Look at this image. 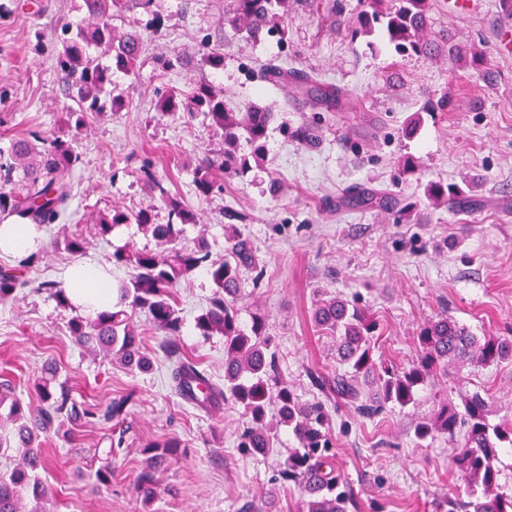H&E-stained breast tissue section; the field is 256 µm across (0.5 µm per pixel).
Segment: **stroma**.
I'll return each instance as SVG.
<instances>
[{
	"instance_id": "obj_1",
	"label": "stroma",
	"mask_w": 512,
	"mask_h": 512,
	"mask_svg": "<svg viewBox=\"0 0 512 512\" xmlns=\"http://www.w3.org/2000/svg\"><path fill=\"white\" fill-rule=\"evenodd\" d=\"M156 2L172 19L147 41L139 78L115 82L128 108L89 118L78 132L83 163L74 174L70 208L44 228V245L29 271L32 287L0 303V382L32 399L38 377L52 363L78 406L129 401L118 420L80 421L41 435L50 512H239L271 489L278 508L288 512L300 492L282 486L279 455L264 458L238 448L244 419L233 403L207 413L175 394L171 363L161 349L164 336L143 315L135 320L152 360L147 371L127 370L74 344L67 329L71 311L41 288L45 282L64 284L75 263L55 243L79 232L87 240L85 258L110 266L113 280L129 279V269L111 266L112 252L149 247L152 239L138 225L125 224L102 240L92 218L97 210L120 205L153 209L158 223H166L167 211L144 177L147 163L172 195L200 214L184 245L203 236L213 258H225L224 226L231 221L228 213H235L232 221L258 258L256 269L242 273L240 319L249 322L255 311L266 315L282 375L304 401L322 397L309 370L336 367V339L313 321L323 292L368 311L378 323V355L396 362L415 359L418 329L444 311L475 335L512 336V44L504 40L498 0H485L468 15L451 12L448 0H432L428 29L432 36L476 47L494 74L490 83L471 63L442 55L403 59L380 36H353L359 0H290L281 43L226 33L230 0ZM79 3L0 0V147L32 130L70 131L73 103L42 47L56 42L62 24L81 20ZM206 41L224 48L221 83L230 100L276 114L265 170L227 180L223 197L210 201L196 196L189 170L217 146L218 136L203 119L161 120L154 109L164 85L187 90L206 76L194 63L162 74L155 58L178 52L194 60ZM272 60L349 90L359 111L319 114L288 100L263 78L262 67ZM443 95L450 100L447 111L422 112L427 98ZM417 114L419 134L403 138V126ZM312 119L318 126L314 144L289 137V130ZM407 153L419 158L421 174L402 181L398 161ZM439 179L472 182L479 207L463 213L429 201L424 185ZM356 186L399 194L404 216L338 207ZM212 293L205 274L181 281L176 342L183 356L220 384L224 339L198 335L194 328ZM478 388L489 394L491 422L512 419V361L479 371L449 370L420 390L416 404L371 418L332 403L336 461L358 512H439L444 493H464L447 438L420 441L416 428L440 402L460 403ZM170 440L178 450L157 473L160 495L144 504L132 493L144 450ZM103 465L112 470L106 484L95 477Z\"/></svg>"
}]
</instances>
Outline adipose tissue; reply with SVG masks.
<instances>
[{
    "instance_id": "adipose-tissue-1",
    "label": "adipose tissue",
    "mask_w": 512,
    "mask_h": 512,
    "mask_svg": "<svg viewBox=\"0 0 512 512\" xmlns=\"http://www.w3.org/2000/svg\"><path fill=\"white\" fill-rule=\"evenodd\" d=\"M44 240L36 224H18L7 218L0 221V255L23 257L38 251ZM66 289L73 306L86 314L112 306V275L94 261L70 267L65 273Z\"/></svg>"
}]
</instances>
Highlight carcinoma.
<instances>
[{
	"label": "carcinoma",
	"mask_w": 512,
	"mask_h": 512,
	"mask_svg": "<svg viewBox=\"0 0 512 512\" xmlns=\"http://www.w3.org/2000/svg\"><path fill=\"white\" fill-rule=\"evenodd\" d=\"M365 10L356 38L381 30L388 43L402 57L446 54L462 61L466 53L448 37L428 36L430 0H363ZM142 10L146 21L118 33L113 19ZM83 17L76 25L62 26L61 48L54 51L55 71L76 108L70 112L74 128L85 124L87 115L115 114L127 107L126 100L112 95L113 76L122 73L139 77L143 51L149 34L165 28L170 17L156 9L155 0H82ZM288 0H231L224 24L235 35L258 41L273 34L285 39ZM163 72L186 68L187 58L173 53L159 60ZM200 65L210 71L224 69V49L207 46ZM264 78L288 93L303 94L314 108L326 112L354 109L357 101L347 90L323 81L316 74L286 71L275 63L266 65ZM158 114L173 121L201 117L220 133L221 146L207 152L193 170L195 194L207 199L224 193V180L242 177L262 166L266 142L275 113L256 105L242 110L224 95V86L204 79L186 92L171 86L157 101ZM301 144L317 140V127L303 123L295 130ZM81 164L75 140L65 134L45 135L31 131L0 150V217H16L33 224H53L71 198L72 176ZM159 197L168 211V221L159 224L154 210L112 206L95 214L97 234L104 238L122 224H137L156 242L154 249L125 247L112 253V262L132 269L128 282L119 288L120 297L112 309L93 318L76 316L68 324L76 344L130 370L146 371L150 358L142 350L141 332L134 316L143 312L149 321L169 336L181 329L174 288L184 278L204 272L215 292L208 306L195 319L201 336L224 337V385L215 383L199 365L180 355L171 342L163 350L172 360L170 379L175 393L203 411L230 401L242 410L246 424L237 447L263 457L275 454L277 430L291 429L298 447L288 450L279 479L299 487L301 497L295 512H354L353 490L336 467L334 439L328 405L320 400L303 402L281 375L279 360L266 333V319L252 316L249 328L239 323L238 299L245 269L258 265L253 244L234 225L227 227L229 257L212 259L205 237L192 247L178 241L185 226L198 224L196 210L172 196L154 179ZM427 196L449 206L461 207L472 200L457 185L431 180ZM351 208L378 207L404 213L400 199L389 191L355 189L341 200ZM64 249L73 256L85 251V238L77 233L63 238ZM29 255L14 268L0 267V302L16 297L28 287L25 268ZM315 325L336 334L338 369L325 377L309 373L311 381L329 395L349 402L363 417H373L388 406L405 408L415 400L417 389L435 376L448 374V366L486 368L512 360V336H476L470 329L443 312L424 325L416 341L420 354L410 365L377 359L373 333L375 324L367 315L341 296L319 298L314 307ZM36 404H25L12 386L0 382V423L13 425L12 434L0 439V449H20V461L0 473V512H48V489L40 478L44 457L33 447L37 432L47 433L68 418L76 404L64 385L56 383V370L48 367L35 385ZM124 403L100 410L89 406L83 418L89 422L110 420L120 415ZM489 403L476 391L463 398L462 405L444 402L422 423L420 440L446 436L460 444L453 461L467 479L466 497L448 501V512H512V494L502 491L494 466L498 451L512 448V424H492ZM177 447L168 442L162 448H148L145 467L137 477L134 492L143 502L157 496L155 471L166 454Z\"/></svg>",
	"instance_id": "obj_1"
}]
</instances>
